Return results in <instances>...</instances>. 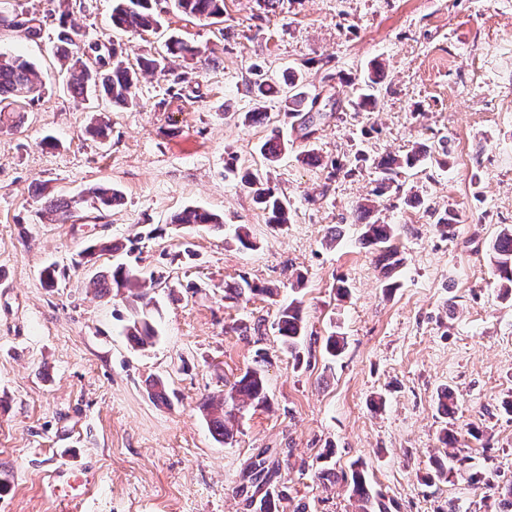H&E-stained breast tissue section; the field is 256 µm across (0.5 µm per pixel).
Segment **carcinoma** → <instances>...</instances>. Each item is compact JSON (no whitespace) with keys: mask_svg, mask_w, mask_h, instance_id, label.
<instances>
[{"mask_svg":"<svg viewBox=\"0 0 512 512\" xmlns=\"http://www.w3.org/2000/svg\"><path fill=\"white\" fill-rule=\"evenodd\" d=\"M185 16L198 20L216 19L224 16V0H115L112 9V27L123 30L131 35H140L148 31H156L161 26V4ZM23 15L24 22L15 25V29L30 40L41 38L43 25L36 15L18 7L10 12L0 11V24L4 25L13 18ZM62 30L58 35L55 55L63 61L68 74V87L74 96L88 100L91 96L106 99L114 108H127L136 103V90L139 76L142 73H159L171 75L173 83H190L196 79V71L188 67L177 72L170 66L169 57H181L192 61L207 54V48L192 45L180 38L170 37L166 43L165 55L142 56L137 67H132L125 61L126 49L111 41H87L80 29L67 25L60 20ZM381 80V69L373 64L368 71L367 79L358 88L356 97L349 105L357 111H367L377 106V98L373 94L375 85ZM44 86L42 77L28 62L18 57H6L0 53V123L9 120L12 124L21 122L26 107L34 100L36 93ZM273 91V87L262 81L254 85V100L259 107L245 114V120L253 124L260 123L265 118V112L260 103ZM318 98L309 97L299 75L288 74V95L284 99L285 115L291 121V127L301 133V138L309 139L318 131L320 112L316 111ZM289 141L272 132L261 147V153L271 166L280 156L288 151ZM450 151L444 145L433 149L419 145L405 155L386 156L379 159L376 169L379 172L374 189L376 198H383L390 193L400 194L402 184L398 176L407 169L424 165L429 160L445 163V157ZM264 173L257 169L243 178V185L253 192L254 200L268 214V223L281 226L288 223L290 204L288 199L276 194L273 189L264 186ZM93 203L101 207H110L121 201V192L110 186H99L90 191ZM72 199L48 198L41 202L42 210L57 223H64L73 217ZM178 225L193 224L201 226L211 224L215 227L224 226L221 216L204 210L188 208L172 219ZM396 230L390 224H379L368 221L364 224L359 238L360 244L372 250L377 266L386 279V287L393 288L396 281L393 277L399 271L401 259L395 245ZM495 269L499 276L500 287L504 295H512V225H506L499 230L491 243ZM94 289L101 294H109L112 290L126 293L135 310V315L126 327V334L137 345L145 347L156 337V330L150 317L144 309L150 302L146 301V293L142 290L139 270L124 263L117 264L112 269V275L97 276L92 279ZM268 292L256 284L244 279L225 286L224 298L237 300L247 295H258ZM282 344L290 353H295L303 341L306 332L302 312V301L294 298L288 305L282 307L276 322ZM262 357L254 360V365L233 382L224 394V404L214 411L209 410L208 404L203 408L208 410L210 431L219 442H227L233 438V431L228 427L226 416L233 414L239 403L251 402L264 405L268 401L266 379L261 365ZM454 457L447 456L434 462V474L428 481L442 479L453 472ZM246 484L240 487L241 492L247 493L249 505L257 512H278L279 502L287 498L285 482L281 480L279 464L270 460L266 452H261L249 462L244 472ZM351 492L359 502L360 512H389L383 501V496L372 492L367 483L364 471L358 464L351 466Z\"/></svg>","mask_w":512,"mask_h":512,"instance_id":"obj_1","label":"carcinoma"}]
</instances>
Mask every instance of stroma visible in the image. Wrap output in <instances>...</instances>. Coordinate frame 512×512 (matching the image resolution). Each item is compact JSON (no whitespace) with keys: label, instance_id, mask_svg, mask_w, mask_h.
I'll return each instance as SVG.
<instances>
[{"label":"stroma","instance_id":"obj_1","mask_svg":"<svg viewBox=\"0 0 512 512\" xmlns=\"http://www.w3.org/2000/svg\"><path fill=\"white\" fill-rule=\"evenodd\" d=\"M21 3L42 37L0 26V53L32 64L46 90L21 127L0 129V512H253L238 487L264 450L288 488L279 512H358L343 479L356 462L391 512H448L452 500L460 512H497L494 490L425 475L449 424L469 471L512 481V298L499 293L489 249L512 225V0H224L216 22L171 12L161 32L135 39L109 29L113 0H69L71 22L110 34L128 63L170 34L211 49L191 84L142 75L139 104L126 109L73 97L52 51L58 0ZM376 60L386 70L376 110L344 108L347 78ZM291 71L323 112L307 141L275 94L264 123L241 120L254 82L279 86ZM94 110L107 138L85 132ZM275 130L293 142L268 168L291 205L280 227L240 182L265 166L260 147ZM442 141L448 164L402 173L411 201L380 208L402 258L386 289L354 217L376 185L370 160ZM307 152L317 163L303 162ZM336 160L351 175L330 177ZM100 184L121 202L90 205ZM45 189L76 200L67 223L43 218ZM189 207L223 216L224 229L172 225ZM446 210L461 216L452 236L436 222ZM239 224L253 248L233 240ZM107 241L119 251L84 263L87 246ZM121 262L156 281L157 338L145 348L126 334L124 294L88 286ZM52 263L62 275L50 288ZM244 278L275 296L225 299V284ZM297 295L307 329L295 357L274 323ZM243 323L260 333L242 335ZM335 331L346 346L333 358L324 341ZM259 353L268 402L242 408L233 440L216 441L202 403L223 399ZM157 378L167 401L152 395ZM446 387L452 423L438 411Z\"/></svg>","mask_w":512,"mask_h":512}]
</instances>
